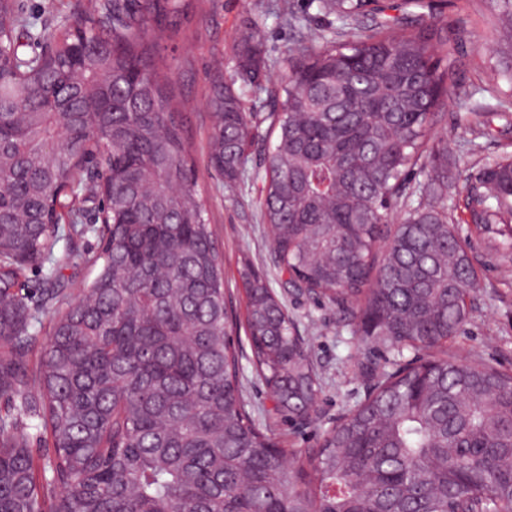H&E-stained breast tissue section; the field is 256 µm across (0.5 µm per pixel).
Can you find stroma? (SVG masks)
<instances>
[{
  "label": "stroma",
  "instance_id": "35a3bbf8",
  "mask_svg": "<svg viewBox=\"0 0 512 512\" xmlns=\"http://www.w3.org/2000/svg\"><path fill=\"white\" fill-rule=\"evenodd\" d=\"M87 0H19L25 15L40 27L57 28ZM446 19L461 20L466 31L463 46L448 45L440 59L467 53L470 65L457 68L443 96L444 106L437 131L448 141V200L456 202L464 187L467 169L475 163L496 159L505 145H512V126L503 117L495 93L471 67L495 57L498 44L488 0H454L444 12ZM252 19L266 56L275 66L270 83H280L282 65L290 52L308 42L307 28L284 26L274 0H191V12L181 20L172 39L160 52L173 70L174 102L186 117L191 158L203 190L214 236L223 254L224 286L234 308L244 311L245 296L238 282L237 266L250 258L267 276L271 288L283 299L303 336L307 352L320 377V391L309 419L290 421L276 414L273 401L255 376L248 360L250 347L239 337L242 394L257 426L280 447L297 451L315 447L323 432L364 398L372 381L371 371L389 359L385 350L354 335L348 320L336 306L296 289L283 288L273 262L270 235L260 220L259 199L265 160L273 140L263 135L249 148L250 175L236 189L225 190L209 165L211 111L206 102L215 60L231 58L244 19ZM487 111L490 122L482 136L468 128L469 112ZM460 236L469 237V255L478 273V286L470 300V316L463 332L448 344V354L459 361L482 360L512 370V255L488 251L484 241L470 236L467 224H458ZM100 239L87 231L73 239H61L55 255L64 259L63 275L77 283L90 281L98 272L91 264L99 253Z\"/></svg>",
  "mask_w": 512,
  "mask_h": 512
}]
</instances>
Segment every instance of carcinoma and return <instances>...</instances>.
Listing matches in <instances>:
<instances>
[{"instance_id":"1","label":"carcinoma","mask_w":512,"mask_h":512,"mask_svg":"<svg viewBox=\"0 0 512 512\" xmlns=\"http://www.w3.org/2000/svg\"><path fill=\"white\" fill-rule=\"evenodd\" d=\"M508 53L512 0H493ZM188 0H89L38 54L36 24L0 0V512H512V372L448 359L477 284L448 221V145L434 133L463 29L442 0H308L331 17L287 59L279 87L246 19L214 72L211 167L248 174L275 138L262 218L285 288L325 296L392 352L369 393L316 448L288 457L240 394L235 322L183 117L158 53ZM283 23L303 27L288 0ZM424 181L412 185L416 177ZM462 210L512 254V154L473 166ZM95 204L97 276L74 301L58 238ZM53 273L33 310L28 268ZM251 365L288 419L320 389L283 302L248 260ZM49 319L36 361L30 329ZM428 348L426 360L402 362ZM45 435L31 448V420Z\"/></svg>"}]
</instances>
